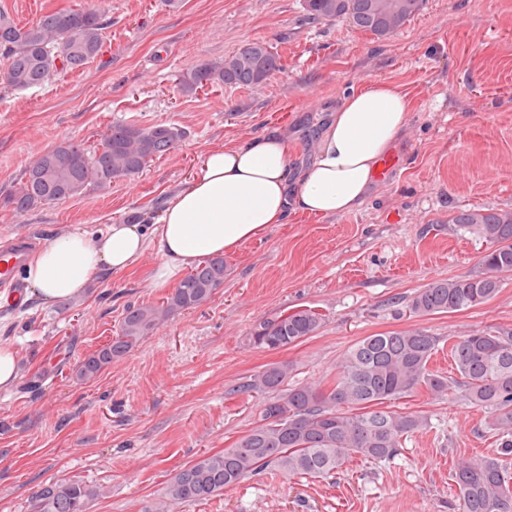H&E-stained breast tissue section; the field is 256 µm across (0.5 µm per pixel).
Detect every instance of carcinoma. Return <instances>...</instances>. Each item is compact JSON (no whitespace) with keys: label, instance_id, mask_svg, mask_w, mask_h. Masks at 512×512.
Masks as SVG:
<instances>
[{"label":"carcinoma","instance_id":"carcinoma-1","mask_svg":"<svg viewBox=\"0 0 512 512\" xmlns=\"http://www.w3.org/2000/svg\"><path fill=\"white\" fill-rule=\"evenodd\" d=\"M384 0H304L314 20H344L352 27L386 38L413 17L423 0H399L397 13L382 8ZM105 9L98 3L55 11L22 25L0 7V56L5 67L0 84L16 90L43 85L60 71H76L102 48ZM279 69L277 55L266 43L245 44L234 54L194 66L179 77V90L194 94L209 85L253 87ZM175 125L142 128L116 123L90 151L77 141H63L36 157L14 189L0 202L24 213L83 195L94 186L138 176L146 165L169 154L183 138ZM455 224L489 244L481 270L468 278L437 280L408 302L418 316L453 313L492 300L500 276L512 272V211L463 210ZM227 267L221 256L199 261L159 306L130 307L112 342L85 358L76 376L90 380L112 360L124 356L148 331L173 313L197 308L224 285ZM322 315L311 308L281 313L259 322L249 343L267 351L294 347L319 330ZM448 350L458 378L430 370L432 358ZM290 367L274 363L254 375L244 388L272 394L263 402L260 419L244 436L217 453H205L179 468L165 482L153 512H172L224 494L245 479L272 468L284 476L321 479L354 457L386 461L398 456L406 441L430 427L419 412L398 411L389 401L424 388L434 397L457 396L490 414L497 436L496 453L464 459L451 478L457 512H512V328L468 331L446 339L423 328L374 333L355 342L325 386L287 385ZM104 491L81 480L44 484L34 496V512H87Z\"/></svg>","mask_w":512,"mask_h":512}]
</instances>
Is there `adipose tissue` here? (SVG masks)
Returning <instances> with one entry per match:
<instances>
[{"mask_svg": "<svg viewBox=\"0 0 512 512\" xmlns=\"http://www.w3.org/2000/svg\"><path fill=\"white\" fill-rule=\"evenodd\" d=\"M412 110L411 96L393 82L352 89L339 98L311 165L299 174L291 168L296 144L284 131L210 149L160 213L153 237L122 222L93 240L78 231L59 234L23 269L30 294L49 304L78 298L95 273L126 271L151 245L158 254L152 283L167 288L199 258L259 238L289 212L349 214L368 197Z\"/></svg>", "mask_w": 512, "mask_h": 512, "instance_id": "obj_1", "label": "adipose tissue"}]
</instances>
